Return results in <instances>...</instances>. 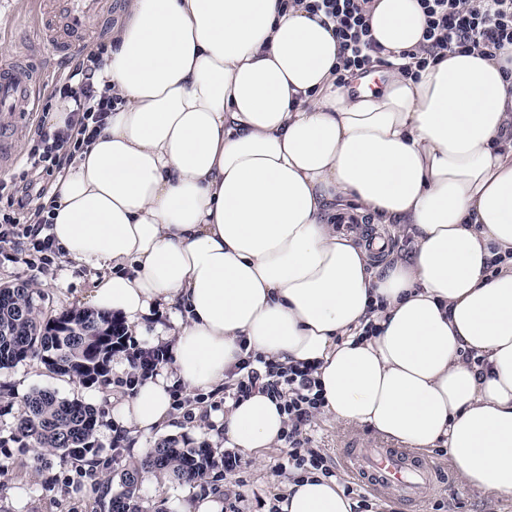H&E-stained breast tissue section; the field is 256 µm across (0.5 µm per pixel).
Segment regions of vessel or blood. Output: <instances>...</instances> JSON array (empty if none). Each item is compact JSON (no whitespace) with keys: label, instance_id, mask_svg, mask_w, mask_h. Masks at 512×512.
Listing matches in <instances>:
<instances>
[{"label":"vessel or blood","instance_id":"vessel-or-blood-1","mask_svg":"<svg viewBox=\"0 0 512 512\" xmlns=\"http://www.w3.org/2000/svg\"><path fill=\"white\" fill-rule=\"evenodd\" d=\"M103 8V0H62L53 49L85 30L87 20ZM40 92V83L26 65L15 64L0 73V115L14 119L27 112ZM347 464L378 495L397 494L405 502L422 499L442 475L433 460L402 448H349Z\"/></svg>","mask_w":512,"mask_h":512}]
</instances>
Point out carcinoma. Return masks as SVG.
<instances>
[{
	"label": "carcinoma",
	"mask_w": 512,
	"mask_h": 512,
	"mask_svg": "<svg viewBox=\"0 0 512 512\" xmlns=\"http://www.w3.org/2000/svg\"><path fill=\"white\" fill-rule=\"evenodd\" d=\"M124 331L118 318L95 310L46 317L24 282L0 288V370L38 358L56 374L94 384L107 374L114 339ZM99 427L91 406L38 389L23 400L10 441L80 460L79 449L97 444ZM214 461V449L204 442L163 438L139 464L119 473L109 512H145L140 486L147 473L166 471L179 481L194 482L205 478Z\"/></svg>",
	"instance_id": "cac0c4a2"
}]
</instances>
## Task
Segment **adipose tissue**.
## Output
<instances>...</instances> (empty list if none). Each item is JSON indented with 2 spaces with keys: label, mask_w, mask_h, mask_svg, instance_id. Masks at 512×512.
I'll return each instance as SVG.
<instances>
[{
  "label": "adipose tissue",
  "mask_w": 512,
  "mask_h": 512,
  "mask_svg": "<svg viewBox=\"0 0 512 512\" xmlns=\"http://www.w3.org/2000/svg\"><path fill=\"white\" fill-rule=\"evenodd\" d=\"M378 84L339 86L331 23L278 0H126L95 75L115 101L52 194L89 293L172 360L105 417L146 455L174 395L248 354L313 367L325 415L512 498V44L406 78L416 0H373ZM354 209L373 235L337 230ZM407 235L409 252L390 247ZM374 333H367V326ZM211 419L257 457L284 402L256 390ZM334 481L288 482L277 512H353Z\"/></svg>",
  "instance_id": "ef3b65f1"
}]
</instances>
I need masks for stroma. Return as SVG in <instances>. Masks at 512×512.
I'll use <instances>...</instances> for the list:
<instances>
[{"instance_id":"obj_1","label":"stroma","mask_w":512,"mask_h":512,"mask_svg":"<svg viewBox=\"0 0 512 512\" xmlns=\"http://www.w3.org/2000/svg\"><path fill=\"white\" fill-rule=\"evenodd\" d=\"M124 5L125 0H105L103 12L94 16L86 31L78 35L77 51L51 56L45 46L44 23L58 19V0H48L36 17L31 14L28 0H0V64L17 58L54 74H67L77 54L110 42ZM92 277L91 270L74 267L63 258L55 259L42 270L30 268L16 261L12 249L0 247V285L28 282L38 304L49 316L86 308ZM121 377L113 366L105 381L85 385L49 372L37 359L0 370V437L9 438L22 400L33 389H48L62 397L81 399L103 415L127 393ZM192 407V400L183 398L173 435L203 441L217 452H224L223 440L214 439L211 434V422L196 418ZM307 436L310 448L324 456L326 467L336 473V481L345 493L356 501L368 496L372 512H512V499L493 502L481 491L463 488L458 477L451 474L446 448L433 449L430 456L442 472L449 474V482L433 486L417 505L405 506L391 498L367 494L359 477L342 463L345 448H388L391 440L369 426L335 422L321 415L313 417ZM97 439L98 464L92 469L78 467L44 450L38 452L11 444L7 457L0 460L5 464L0 471V512H107L102 481L133 466L138 458L130 446L111 434L98 432ZM299 474V469L289 465L288 447L282 444L265 450L258 458L241 456L233 471L215 467L205 479L195 482H180L159 471L145 474L141 496L145 507L161 505L166 512H186L191 501L204 496L218 499L221 512H271L270 504L284 482Z\"/></svg>"}]
</instances>
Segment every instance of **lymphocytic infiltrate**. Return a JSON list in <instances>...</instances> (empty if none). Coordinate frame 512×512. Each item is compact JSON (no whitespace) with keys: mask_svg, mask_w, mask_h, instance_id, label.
I'll list each match as a JSON object with an SVG mask.
<instances>
[{"mask_svg":"<svg viewBox=\"0 0 512 512\" xmlns=\"http://www.w3.org/2000/svg\"><path fill=\"white\" fill-rule=\"evenodd\" d=\"M371 0H279L281 9L304 6L312 14L323 15L334 26L339 42L336 73L338 77L368 71L372 54L379 46L374 41L369 23ZM425 20L423 47L413 52L412 65L403 67L405 77L416 80L422 72L447 56L448 52L489 54L512 44V0H418ZM108 52L107 44L80 60L75 69L67 73L56 88L43 98L39 110L52 112L57 100L74 101L81 114L80 125H102L112 110V102L98 98L94 77ZM81 140L72 130L39 125L37 137L28 151L30 178L21 189L18 207H26L35 189L50 177L64 175L80 149ZM46 205H39L28 222H20L13 214L0 215V244L19 243L29 239L34 250L51 257L57 251L51 237L44 231L49 226L45 216ZM255 356L244 359L237 371L231 372L224 383V397L239 401L248 397L253 389L266 390L283 399L288 415V461L298 468L320 470L323 457L307 446L304 435L323 397L308 366H278L272 363L256 366Z\"/></svg>","mask_w":512,"mask_h":512,"instance_id":"1","label":"lymphocytic infiltrate"}]
</instances>
